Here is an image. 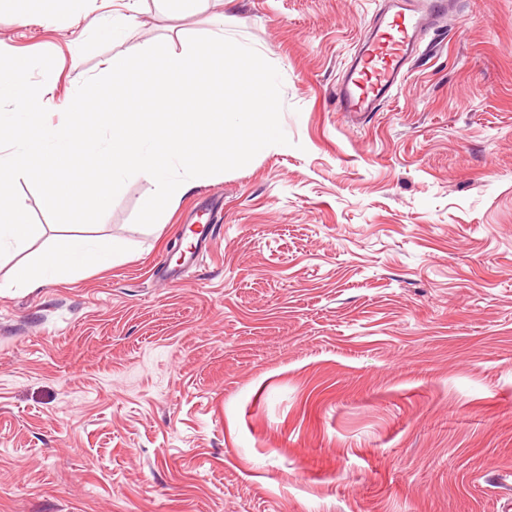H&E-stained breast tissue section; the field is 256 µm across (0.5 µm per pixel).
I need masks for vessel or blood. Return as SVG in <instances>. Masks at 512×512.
<instances>
[{
    "instance_id": "1",
    "label": "vessel or blood",
    "mask_w": 512,
    "mask_h": 512,
    "mask_svg": "<svg viewBox=\"0 0 512 512\" xmlns=\"http://www.w3.org/2000/svg\"><path fill=\"white\" fill-rule=\"evenodd\" d=\"M452 6V0H389L336 89L339 111L352 116L375 111L397 84L406 61L417 53L424 28Z\"/></svg>"
}]
</instances>
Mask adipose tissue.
I'll return each mask as SVG.
<instances>
[{
  "instance_id": "ef3b65f1",
  "label": "adipose tissue",
  "mask_w": 512,
  "mask_h": 512,
  "mask_svg": "<svg viewBox=\"0 0 512 512\" xmlns=\"http://www.w3.org/2000/svg\"><path fill=\"white\" fill-rule=\"evenodd\" d=\"M118 259L117 248L99 238L86 235L55 237L44 242L38 264L29 273L21 275L19 283L31 289L57 284L86 263L109 267Z\"/></svg>"
}]
</instances>
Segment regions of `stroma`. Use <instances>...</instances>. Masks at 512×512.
<instances>
[{"mask_svg":"<svg viewBox=\"0 0 512 512\" xmlns=\"http://www.w3.org/2000/svg\"><path fill=\"white\" fill-rule=\"evenodd\" d=\"M127 2L0 4L11 54L55 58L48 124L102 59L221 12L279 71L292 145L159 225L130 178L87 227L119 263L0 294V512H512V0H455L357 123L336 84L383 0H139L92 41ZM133 21L131 15L123 13L112 14L102 18L97 27L96 36L98 39L118 40L122 38Z\"/></svg>","mask_w":512,"mask_h":512,"instance_id":"obj_1","label":"stroma"}]
</instances>
